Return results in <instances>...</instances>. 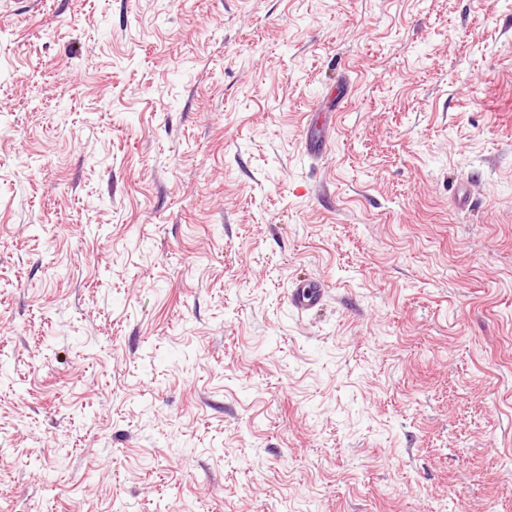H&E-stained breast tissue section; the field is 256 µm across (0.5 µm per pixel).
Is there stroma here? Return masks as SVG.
I'll return each mask as SVG.
<instances>
[{"instance_id":"obj_1","label":"stroma","mask_w":512,"mask_h":512,"mask_svg":"<svg viewBox=\"0 0 512 512\" xmlns=\"http://www.w3.org/2000/svg\"><path fill=\"white\" fill-rule=\"evenodd\" d=\"M164 501L512 512V5L0 0V512ZM326 295V288L318 281L298 280L288 293L290 307L299 313L309 312L321 306Z\"/></svg>"}]
</instances>
